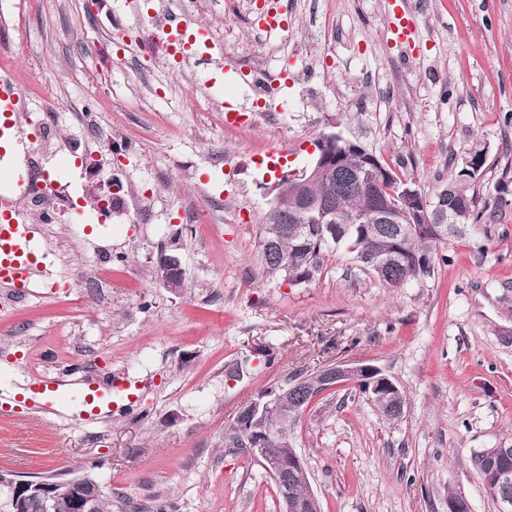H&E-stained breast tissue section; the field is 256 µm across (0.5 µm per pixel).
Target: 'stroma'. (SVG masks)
Returning <instances> with one entry per match:
<instances>
[{"mask_svg":"<svg viewBox=\"0 0 512 512\" xmlns=\"http://www.w3.org/2000/svg\"><path fill=\"white\" fill-rule=\"evenodd\" d=\"M392 2L291 0L287 30L269 34L250 0H0V71L55 125L50 170L70 162L58 223L25 221L73 267L68 283L39 274L22 296L0 287V386L63 375L75 389L79 360L126 375L135 400L90 424L0 412L1 478L88 472L137 512H283L273 479L225 450L224 425L261 389L351 360L394 379L405 407L389 420L345 387L313 399L294 440L321 512H448L452 488L471 512H496L470 458L512 448V0H404L408 52L391 39ZM171 10L239 65L271 71L288 58L282 96L225 127L222 101L255 100L235 71L214 88V61L172 67L143 47ZM333 129L428 196L484 151L473 187L493 216L400 288L341 252L312 284L269 280L257 251L268 189L307 168ZM36 136L20 119L0 137L1 198L22 195ZM76 139L96 166L69 157ZM277 141L287 151L272 166ZM111 180L126 191L103 222L97 198ZM146 193L153 221L133 223ZM163 255L179 258L182 289L159 281ZM243 356V378H225Z\"/></svg>","mask_w":512,"mask_h":512,"instance_id":"obj_1","label":"stroma"}]
</instances>
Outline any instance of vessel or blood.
<instances>
[{
	"mask_svg": "<svg viewBox=\"0 0 512 512\" xmlns=\"http://www.w3.org/2000/svg\"><path fill=\"white\" fill-rule=\"evenodd\" d=\"M269 10L258 14L254 21L258 29L283 26L287 16V0H268ZM174 61L215 53L210 30L192 22L187 15L172 14L161 27ZM19 91L9 75H0V117L9 118L14 112ZM51 250L44 241L35 240L28 225L16 217H0V283L22 292L31 286L33 272L47 261ZM84 388L75 392L50 378L36 379L27 397L16 400L18 408L56 413L67 409L75 411L85 422L93 421L112 407V393L124 390L125 382L110 378L100 380L84 375Z\"/></svg>",
	"mask_w": 512,
	"mask_h": 512,
	"instance_id": "vessel-or-blood-1",
	"label": "vessel or blood"
}]
</instances>
